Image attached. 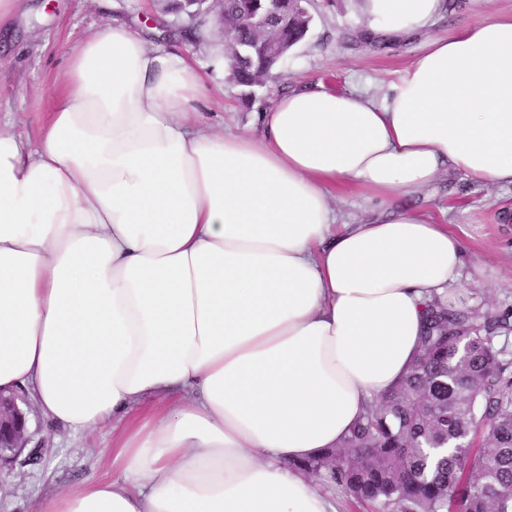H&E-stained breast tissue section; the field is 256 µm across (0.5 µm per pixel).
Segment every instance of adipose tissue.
I'll use <instances>...</instances> for the list:
<instances>
[{"label": "adipose tissue", "mask_w": 512, "mask_h": 512, "mask_svg": "<svg viewBox=\"0 0 512 512\" xmlns=\"http://www.w3.org/2000/svg\"><path fill=\"white\" fill-rule=\"evenodd\" d=\"M445 0H365L408 34ZM105 25L36 136L0 127V392L114 436L36 512H337L296 461L418 354L465 247L404 205L453 171L512 186V13L427 41L381 100L285 92L219 132L189 46ZM353 185L376 217L340 222Z\"/></svg>", "instance_id": "obj_1"}]
</instances>
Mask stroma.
<instances>
[{"instance_id":"1","label":"stroma","mask_w":512,"mask_h":512,"mask_svg":"<svg viewBox=\"0 0 512 512\" xmlns=\"http://www.w3.org/2000/svg\"><path fill=\"white\" fill-rule=\"evenodd\" d=\"M362 4L312 0L310 29L279 66L278 81L246 99L226 72L209 68L212 58L223 52L219 38L211 34L213 14L191 19L166 11L164 0H21L13 17L14 33L0 44V114L11 113L15 131L35 135L65 81L70 52L115 19L133 24L161 15L172 36L192 31L195 60L210 71L213 121L237 130L251 127L256 113L268 111L283 86L293 90L322 83L336 91L364 89L381 96L420 53L425 39L512 11V0H455L423 34L395 37L380 48L359 38L365 23ZM413 202L462 239L469 262L485 265L490 272L484 282L463 277L450 288L449 303L512 315V223L500 218L501 208L512 207V187L476 183L451 173L415 194ZM25 410L28 447L38 451L39 458L31 463L22 456L0 470V512H33L36 501L106 471L103 451L112 444L110 430L75 435L50 424L36 402Z\"/></svg>"}]
</instances>
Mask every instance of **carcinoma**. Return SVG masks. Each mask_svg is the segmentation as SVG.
<instances>
[{
  "label": "carcinoma",
  "instance_id": "1",
  "mask_svg": "<svg viewBox=\"0 0 512 512\" xmlns=\"http://www.w3.org/2000/svg\"><path fill=\"white\" fill-rule=\"evenodd\" d=\"M253 13L268 14L270 32L250 28ZM224 20L236 24L224 60L247 97L275 67L267 39L284 52L305 37L302 17L272 0H224ZM426 317L400 383L299 468L377 512H512V357L493 337L509 323L440 296Z\"/></svg>",
  "mask_w": 512,
  "mask_h": 512
}]
</instances>
